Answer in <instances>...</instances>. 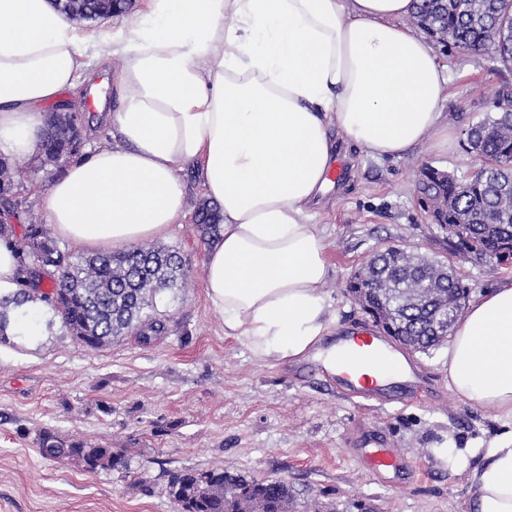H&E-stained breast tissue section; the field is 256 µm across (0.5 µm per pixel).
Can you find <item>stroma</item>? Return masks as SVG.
Segmentation results:
<instances>
[{
  "mask_svg": "<svg viewBox=\"0 0 512 512\" xmlns=\"http://www.w3.org/2000/svg\"><path fill=\"white\" fill-rule=\"evenodd\" d=\"M447 69L448 140L429 141L399 159H376L355 146L341 149L348 178L318 207L326 230L330 273L325 293L347 335L370 325L346 288L381 248L396 245L443 258L448 234L433 224L416 190L423 164L469 174V124L493 111L512 66L488 56L435 46ZM85 128L76 159L111 146L107 127L93 125L87 98L63 94ZM21 218L45 221V196L67 163L40 152L20 157ZM186 217L159 243L191 267L186 287L157 299L165 332L142 343L128 335L91 349L47 306L28 304L20 316L37 335L15 328L0 339V512H176L170 473L225 471L255 480L285 479L289 512H467L468 473L483 462L481 444L499 429L494 413L464 403L448 386L444 347L426 352L395 346L417 367L421 399L383 406L349 399L313 360L263 363L242 341L225 337L224 318L205 288L209 245L195 221L205 196L185 170ZM471 295L512 279V266L453 257ZM113 448L123 463L85 471L73 460L43 459L42 431ZM361 448H391L399 469L366 470Z\"/></svg>",
  "mask_w": 512,
  "mask_h": 512,
  "instance_id": "35a3bbf8",
  "label": "stroma"
}]
</instances>
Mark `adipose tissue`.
I'll list each match as a JSON object with an SVG mask.
<instances>
[{
  "instance_id": "1",
  "label": "adipose tissue",
  "mask_w": 512,
  "mask_h": 512,
  "mask_svg": "<svg viewBox=\"0 0 512 512\" xmlns=\"http://www.w3.org/2000/svg\"><path fill=\"white\" fill-rule=\"evenodd\" d=\"M415 0H140L85 29L54 0H0V153L31 154L43 109L118 60L113 145L72 164L46 197L85 251L166 236L185 216L184 167L223 215L205 286L225 336L262 362L309 357L335 320L316 207L339 143L400 158L448 132V80L407 17ZM448 386L493 409L500 433L467 476L471 512H512V280L478 295L448 341Z\"/></svg>"
}]
</instances>
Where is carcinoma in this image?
<instances>
[{
  "mask_svg": "<svg viewBox=\"0 0 512 512\" xmlns=\"http://www.w3.org/2000/svg\"><path fill=\"white\" fill-rule=\"evenodd\" d=\"M55 0L72 20H99L121 14L131 0ZM411 23L445 47L482 52L505 65L512 63V0H419ZM498 112L486 114L467 135L466 153L481 161L480 174L457 177L431 165L420 171L418 190L438 211L439 225L447 230L467 224L483 248L512 260V90L498 92ZM43 153L56 163L66 159L81 142V130L72 112H49L42 133ZM0 212L13 217L0 222V240L18 254V288L0 297V335L10 313L40 301L60 316L63 325L91 348L102 347L125 333L158 336L162 319L152 314L156 296L185 286L189 269L182 256L160 246H139L110 252L73 255L63 251L51 229L31 219L20 221L15 169L0 156ZM199 228L211 237L221 231L220 215L207 202L197 211ZM368 289L363 311H372L388 336L412 349L437 346L429 335L440 315L442 294L462 287L443 260L403 250L371 256L359 274ZM39 450L47 458H67L89 471L112 469L121 455L112 449L81 440H63L50 431L39 436ZM169 495L178 512H288L292 494L283 480L257 481L224 471L175 474Z\"/></svg>",
  "mask_w": 512,
  "mask_h": 512,
  "instance_id": "carcinoma-1",
  "label": "carcinoma"
}]
</instances>
